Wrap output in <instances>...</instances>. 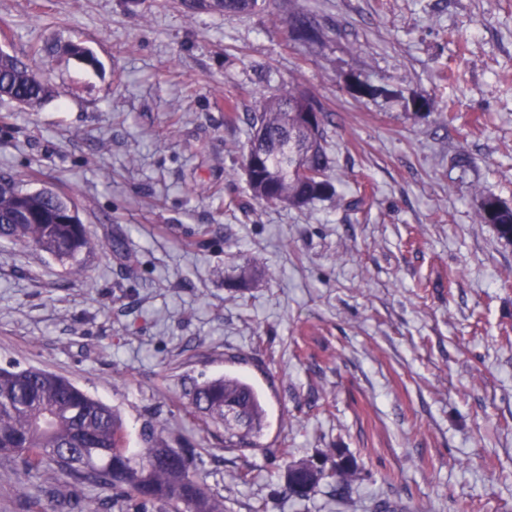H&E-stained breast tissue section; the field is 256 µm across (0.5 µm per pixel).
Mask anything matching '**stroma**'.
<instances>
[{
  "label": "stroma",
  "mask_w": 512,
  "mask_h": 512,
  "mask_svg": "<svg viewBox=\"0 0 512 512\" xmlns=\"http://www.w3.org/2000/svg\"><path fill=\"white\" fill-rule=\"evenodd\" d=\"M280 3L0 0V48L57 89L0 102V174L75 196L100 242L79 276L0 239V367L71 380L134 436L154 418L224 512H512V242L479 220L486 195L512 204V0H295L326 31L310 46ZM288 87L332 115L338 194L265 208L225 103ZM225 374L261 395L273 455L186 412L184 386ZM337 448L346 499L283 495L288 464ZM54 482L0 461V512ZM266 0H181L183 8L189 12L199 9L220 11L224 15H248L261 9Z\"/></svg>",
  "instance_id": "obj_1"
}]
</instances>
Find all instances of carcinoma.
<instances>
[{
	"label": "carcinoma",
	"instance_id": "1",
	"mask_svg": "<svg viewBox=\"0 0 512 512\" xmlns=\"http://www.w3.org/2000/svg\"><path fill=\"white\" fill-rule=\"evenodd\" d=\"M266 0H181L189 12L199 9L226 15H248ZM285 24L292 41L319 42L324 28L315 16L292 3L285 6ZM54 88L22 58L0 55V101L34 106L53 96ZM225 119L242 123L248 135V158L260 164L248 180L251 199L262 207H303L336 194L329 175L331 113L315 98L294 90L262 98L260 109L240 115L227 103ZM317 115L314 125L303 113ZM22 207L47 213H66L76 204L52 190L31 191L10 177L0 176V238L42 251L81 270L78 256L96 242L82 224L15 223ZM479 216L500 238L512 242V205L488 195ZM238 286L246 287L255 274L252 256L240 253ZM194 415L206 426L224 427V448L238 451L271 450L260 443L266 410L254 387L226 375L184 388ZM142 447H129L122 418L109 405L91 397L71 381L37 368H0V459L24 475L42 469L55 474L57 485L37 505L39 512H224V505L201 475V453L173 448L163 429L144 423ZM314 461L288 465L284 494L307 498L330 479L337 495H345L355 474L354 462L341 450ZM92 487L93 495L85 493Z\"/></svg>",
	"mask_w": 512,
	"mask_h": 512
}]
</instances>
